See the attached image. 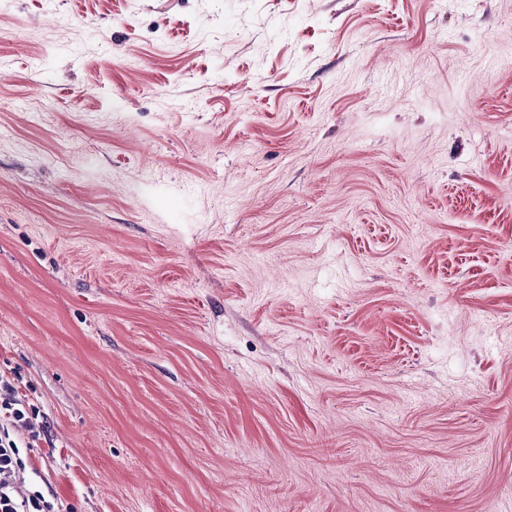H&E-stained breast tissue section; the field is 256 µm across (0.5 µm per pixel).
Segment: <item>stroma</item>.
I'll return each mask as SVG.
<instances>
[{
    "label": "stroma",
    "instance_id": "1",
    "mask_svg": "<svg viewBox=\"0 0 512 512\" xmlns=\"http://www.w3.org/2000/svg\"><path fill=\"white\" fill-rule=\"evenodd\" d=\"M0 373L68 512H512V0H0Z\"/></svg>",
    "mask_w": 512,
    "mask_h": 512
}]
</instances>
